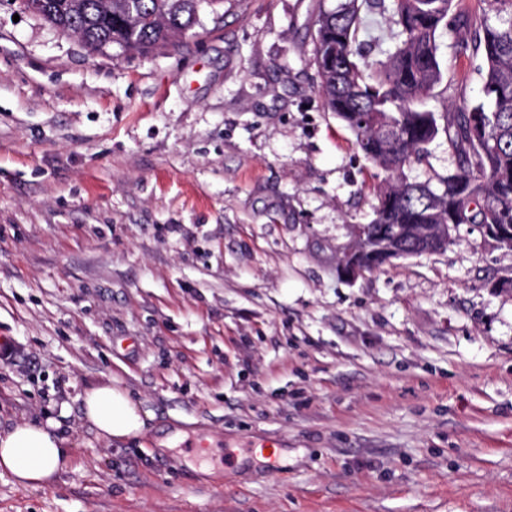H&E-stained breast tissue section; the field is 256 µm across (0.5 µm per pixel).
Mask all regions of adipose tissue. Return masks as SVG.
I'll list each match as a JSON object with an SVG mask.
<instances>
[{
  "label": "adipose tissue",
  "instance_id": "obj_1",
  "mask_svg": "<svg viewBox=\"0 0 512 512\" xmlns=\"http://www.w3.org/2000/svg\"><path fill=\"white\" fill-rule=\"evenodd\" d=\"M79 400L85 420L102 440L130 442L148 429L150 414L113 382L84 388ZM70 461L68 440L58 434L53 420L18 423L0 433V477L9 476L19 488L38 490L50 485Z\"/></svg>",
  "mask_w": 512,
  "mask_h": 512
}]
</instances>
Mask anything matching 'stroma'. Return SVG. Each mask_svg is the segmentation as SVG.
<instances>
[{"mask_svg": "<svg viewBox=\"0 0 512 512\" xmlns=\"http://www.w3.org/2000/svg\"><path fill=\"white\" fill-rule=\"evenodd\" d=\"M337 2L222 0L141 55L0 0V429L53 418L72 451L47 488L1 477L0 512H512V251L463 224L337 271L377 184L310 63ZM440 44L466 83L438 112L484 67ZM109 379L137 443L83 419ZM77 399L84 419L102 440L130 442L142 437L148 429L150 414L142 411L126 389L111 381L84 388Z\"/></svg>", "mask_w": 512, "mask_h": 512, "instance_id": "stroma-1", "label": "stroma"}]
</instances>
